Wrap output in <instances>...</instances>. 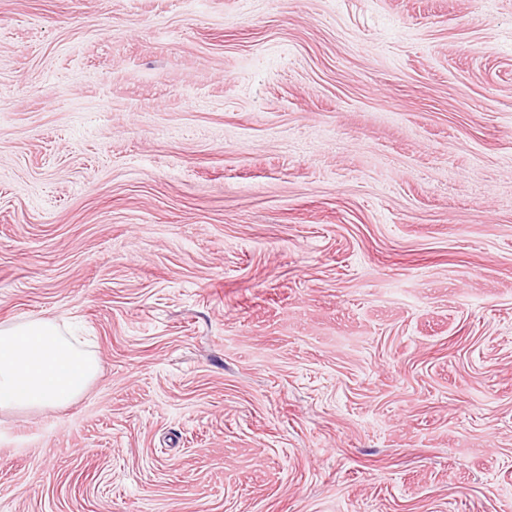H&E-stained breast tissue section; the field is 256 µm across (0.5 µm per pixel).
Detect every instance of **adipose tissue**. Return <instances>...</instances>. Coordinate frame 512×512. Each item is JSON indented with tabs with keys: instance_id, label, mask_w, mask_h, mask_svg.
Instances as JSON below:
<instances>
[{
	"instance_id": "ef3b65f1",
	"label": "adipose tissue",
	"mask_w": 512,
	"mask_h": 512,
	"mask_svg": "<svg viewBox=\"0 0 512 512\" xmlns=\"http://www.w3.org/2000/svg\"><path fill=\"white\" fill-rule=\"evenodd\" d=\"M97 371V358L51 321L0 328V411L69 406Z\"/></svg>"
}]
</instances>
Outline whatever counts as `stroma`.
Masks as SVG:
<instances>
[{"label":"stroma","mask_w":512,"mask_h":512,"mask_svg":"<svg viewBox=\"0 0 512 512\" xmlns=\"http://www.w3.org/2000/svg\"><path fill=\"white\" fill-rule=\"evenodd\" d=\"M0 512H512V0H0ZM97 371V358L51 321L0 328V411L67 407Z\"/></svg>","instance_id":"stroma-1"}]
</instances>
